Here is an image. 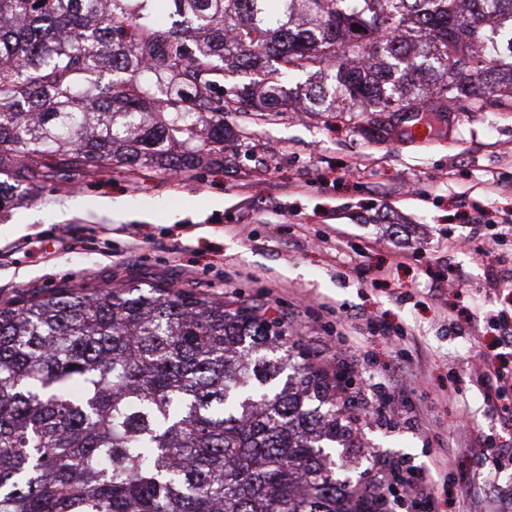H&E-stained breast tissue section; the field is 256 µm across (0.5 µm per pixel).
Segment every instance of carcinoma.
Segmentation results:
<instances>
[{
    "label": "carcinoma",
    "instance_id": "carcinoma-1",
    "mask_svg": "<svg viewBox=\"0 0 512 512\" xmlns=\"http://www.w3.org/2000/svg\"><path fill=\"white\" fill-rule=\"evenodd\" d=\"M500 2L0 0V206L222 165L224 113L277 112L302 75L317 115L512 108ZM261 310L160 281L0 306V512H385L377 477L336 479V374Z\"/></svg>",
    "mask_w": 512,
    "mask_h": 512
}]
</instances>
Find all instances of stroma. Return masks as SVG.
Here are the masks:
<instances>
[{"instance_id": "obj_1", "label": "stroma", "mask_w": 512, "mask_h": 512, "mask_svg": "<svg viewBox=\"0 0 512 512\" xmlns=\"http://www.w3.org/2000/svg\"><path fill=\"white\" fill-rule=\"evenodd\" d=\"M450 110L453 128L423 143L400 134L396 115L231 112L223 166L30 186L0 208V304L64 283L155 279L263 305L318 362L344 327L358 407L389 404L360 425L337 477L358 481L375 455L426 466L441 452V512H469L470 485L491 471L485 506L497 512L512 492V466L497 467L512 427L476 368L486 353L512 366V344L484 324L464 338L450 327L512 318V294H485L484 266L454 247L492 240L512 266V199L481 192L512 177V110ZM474 200L490 223L468 221ZM409 237L423 256L398 258ZM371 317L399 338L375 333Z\"/></svg>"}]
</instances>
